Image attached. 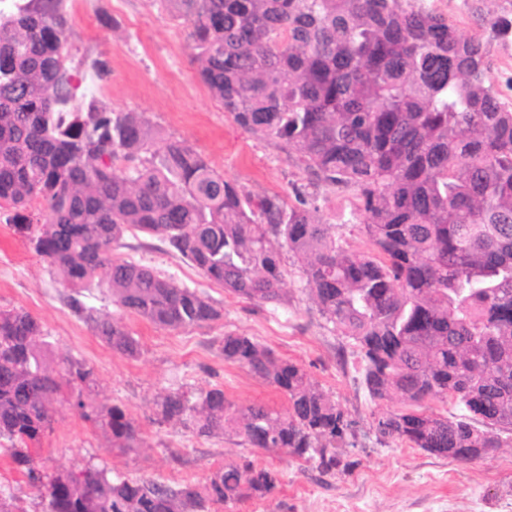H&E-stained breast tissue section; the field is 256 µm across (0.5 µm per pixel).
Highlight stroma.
<instances>
[{
  "mask_svg": "<svg viewBox=\"0 0 512 512\" xmlns=\"http://www.w3.org/2000/svg\"><path fill=\"white\" fill-rule=\"evenodd\" d=\"M71 36L68 62L86 78L87 89L108 107L145 113L167 133L185 140L226 179L247 194L293 199L301 189L316 200L321 220L341 224L353 246L361 240L341 216L351 191L310 183L293 158L240 127L200 82L191 58L190 29L159 0H67ZM108 73L97 78L94 60ZM139 259L180 280L196 283L224 307L223 320L208 327L172 330L128 316L124 322L142 347L139 357L112 351L64 305L63 287L17 231L13 215L0 213V309L36 316L57 355L93 366L100 402L122 405L136 419L146 442L139 454L113 451L108 435L64 406L58 407L38 454L49 468L66 469L94 458L131 477L168 484H204L219 466L240 458L280 474L276 490L237 505L235 512H512V446L488 458L461 463L401 443L379 444L372 414L389 411L363 390L353 364H341L346 344L316 312L307 296L293 291L286 313L268 310L208 283L193 267L158 251ZM234 331L255 338L284 359L301 365L353 423L354 445L343 447L346 468L323 474L282 452L245 448L225 438L197 440L171 424H157L155 400L166 389L222 385L240 405L263 403L286 412L285 397L247 368L225 362L220 341Z\"/></svg>",
  "mask_w": 512,
  "mask_h": 512,
  "instance_id": "1",
  "label": "stroma"
}]
</instances>
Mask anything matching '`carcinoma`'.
I'll list each match as a JSON object with an SVG mask.
<instances>
[{"mask_svg":"<svg viewBox=\"0 0 512 512\" xmlns=\"http://www.w3.org/2000/svg\"><path fill=\"white\" fill-rule=\"evenodd\" d=\"M65 2L0 0V207H37L17 228L96 336L136 358L126 315L174 330L222 317L204 291L125 249L158 247L273 314L288 306L290 264L352 344L369 399L401 403L373 414L379 440L470 463L512 439V107L490 82L480 33L488 24L512 38V13L475 8L465 33L422 0H161L190 27L198 77L238 125L314 180L353 190L358 250L314 218L302 191L293 204L254 198L144 113L80 101L65 65ZM103 287L111 313L86 302ZM49 346L37 317L0 311V450L46 512H208L277 488L279 473L249 460L201 488L91 459L78 482L47 473L35 447L57 405L124 454L145 447L121 406L88 400L94 368L67 356L59 370ZM222 352L282 393L288 411L238 406L219 385L179 386L156 401L158 422L284 448L322 474L339 467L351 421L303 367L233 331ZM431 400L456 412L435 413Z\"/></svg>","mask_w":512,"mask_h":512,"instance_id":"obj_1","label":"carcinoma"}]
</instances>
